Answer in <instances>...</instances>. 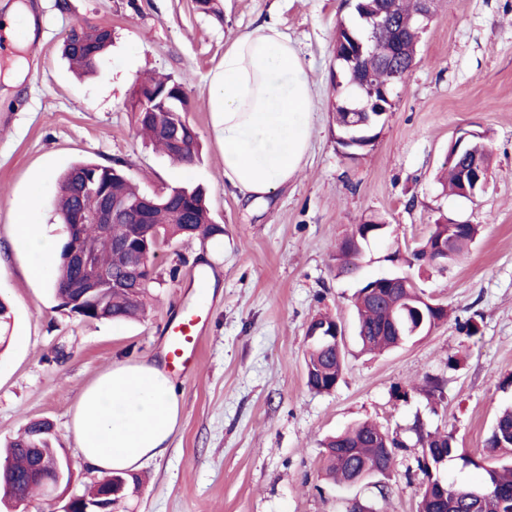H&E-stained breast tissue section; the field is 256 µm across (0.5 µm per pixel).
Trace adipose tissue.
<instances>
[{
    "instance_id": "ef3b65f1",
    "label": "adipose tissue",
    "mask_w": 512,
    "mask_h": 512,
    "mask_svg": "<svg viewBox=\"0 0 512 512\" xmlns=\"http://www.w3.org/2000/svg\"><path fill=\"white\" fill-rule=\"evenodd\" d=\"M313 100L304 60L277 21L232 41L209 93L225 191L261 201L297 175L313 136ZM32 207L17 201L13 240L42 256L30 273L43 277L56 265L57 242L31 221ZM180 416L178 387L156 362L123 361L83 390L72 428L95 472H134L165 455Z\"/></svg>"
}]
</instances>
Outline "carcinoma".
Here are the masks:
<instances>
[{"label": "carcinoma", "instance_id": "cac0c4a2", "mask_svg": "<svg viewBox=\"0 0 512 512\" xmlns=\"http://www.w3.org/2000/svg\"><path fill=\"white\" fill-rule=\"evenodd\" d=\"M413 0H356L352 20L341 19L336 25L334 55L341 82L336 84L335 125L340 136L349 124L350 91L353 75L340 60L350 39L366 43L360 76L372 74L379 87L397 78L404 80L413 67L422 31L413 18ZM387 15L385 26L369 32L371 25L365 15ZM111 33L94 26L77 25L66 35L63 52L72 66L83 73L95 71L100 55L108 47ZM166 108L137 115L141 133L158 147L173 163L191 167L200 160L201 146L198 133L186 116L188 101L183 83L169 78L144 80L136 85L132 106H137L139 96L149 88L170 90ZM470 151L464 156L455 155L450 148L446 158L448 184L453 192L460 188L463 169L479 158L484 169H489V156L485 146L476 137L469 144ZM91 176L104 186L112 198V204L125 208L129 219L119 221L106 230L99 224H76L81 197V179ZM57 215L66 227L73 229L72 242L87 244L93 251L98 266L112 272V277L127 282L124 287L114 288L99 298L83 299L86 308L84 318L92 320L124 321L141 317L145 313V297L154 282L153 267L137 271L131 268L133 253L156 254L160 247L173 240L212 239L224 234V227L210 216L205 196L200 187L188 184L171 186L154 198L152 204L144 201V193L138 190L120 171L88 161L71 165L58 180ZM367 225L359 224L345 238L336 251V266L341 274L356 273L364 256L367 242L364 240ZM478 233L474 224L434 225L421 246L412 252V261L424 264L434 258L447 263L455 258ZM448 244V254L438 251V243ZM76 273L72 266L59 258L53 287L60 306L66 308L77 303L73 286ZM381 278L365 282L356 296L354 307L358 323V337L363 347L371 351L396 348L407 341L428 333L446 316L443 310H432L420 299L421 291L411 285L382 287ZM336 326V320L321 316L313 319L306 331L310 339L306 365L307 387L316 392H328L338 383L344 367L342 345L331 343L324 335ZM52 426L47 421L31 423L24 434L11 441L0 460V490L11 502L25 500L33 492L49 493L70 485L73 471L56 476L58 449L51 444ZM421 442L419 469L434 477L422 487L420 512H512V464L488 465L458 453L452 434L418 432ZM396 443L388 433L376 424L363 422L329 438L325 442L326 472L340 486H351L364 476L391 468L393 448ZM490 453L512 450V407L501 410L495 419L487 439ZM458 458L464 465L483 468L485 471L482 498L471 497L472 487L447 483L440 478L436 464L442 457ZM107 481L124 485L123 496L139 490L143 484L134 473L111 472Z\"/></svg>", "mask_w": 512, "mask_h": 512}]
</instances>
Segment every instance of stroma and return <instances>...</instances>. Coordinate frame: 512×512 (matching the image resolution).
<instances>
[{"mask_svg": "<svg viewBox=\"0 0 512 512\" xmlns=\"http://www.w3.org/2000/svg\"><path fill=\"white\" fill-rule=\"evenodd\" d=\"M417 63L397 86L374 145L352 159L336 143V23L351 0H0V23L21 17L25 34L0 56V298L11 327L0 349V442L34 421L74 463L70 491L94 475L71 429L80 392L117 361L161 360L172 328L200 314L195 368L178 377L181 422L163 458L144 462L145 483L125 512H417L424 476L416 427L453 434L474 458L453 459L442 478L480 484L486 440L512 406V0H436ZM276 19L296 43L315 85L314 135L288 187L266 201L224 191V151L208 106L210 79L237 36ZM79 22L112 32L96 74L76 77L61 55ZM153 73L182 82L202 160L183 169L136 134L134 82ZM481 136L490 155L484 192L467 199L438 181L459 135ZM92 161L123 170L143 192L202 186L223 236L178 240L153 260L146 316L117 325L82 320L58 306L36 258L12 244L15 200L29 198L45 232L63 239L57 177ZM385 224L360 270L336 272V248L356 225ZM475 224L461 257L406 267L436 222ZM400 258L389 261L391 253ZM215 277L207 292L198 272ZM410 272L448 307L428 335L381 354L356 333L354 295L370 278ZM345 330V370L327 393L305 383L307 325L317 314ZM477 333H470V326ZM439 380L441 397L428 380ZM368 420L396 442L381 499L374 480L340 490L322 477L321 442Z\"/></svg>", "mask_w": 512, "mask_h": 512, "instance_id": "stroma-1", "label": "stroma"}]
</instances>
